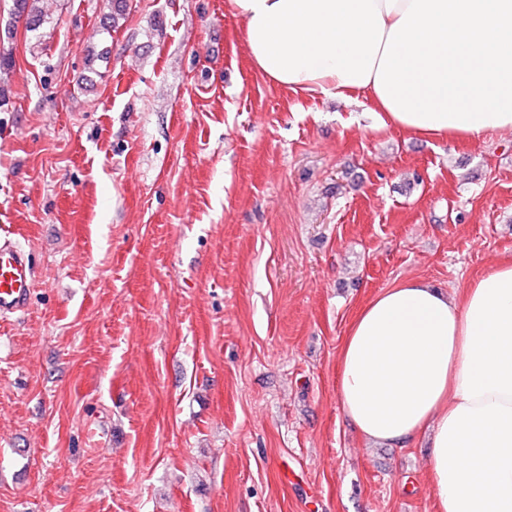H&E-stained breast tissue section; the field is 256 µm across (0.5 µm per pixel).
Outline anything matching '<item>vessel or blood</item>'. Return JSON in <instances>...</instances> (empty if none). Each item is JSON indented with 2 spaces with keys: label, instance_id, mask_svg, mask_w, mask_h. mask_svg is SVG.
Listing matches in <instances>:
<instances>
[{
  "label": "vessel or blood",
  "instance_id": "obj_1",
  "mask_svg": "<svg viewBox=\"0 0 512 512\" xmlns=\"http://www.w3.org/2000/svg\"><path fill=\"white\" fill-rule=\"evenodd\" d=\"M35 268L18 242L0 238V316L22 312L29 304Z\"/></svg>",
  "mask_w": 512,
  "mask_h": 512
}]
</instances>
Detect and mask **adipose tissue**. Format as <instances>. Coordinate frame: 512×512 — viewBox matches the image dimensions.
Segmentation results:
<instances>
[{"label":"adipose tissue","mask_w":512,"mask_h":512,"mask_svg":"<svg viewBox=\"0 0 512 512\" xmlns=\"http://www.w3.org/2000/svg\"><path fill=\"white\" fill-rule=\"evenodd\" d=\"M272 82L365 96L425 138L512 129V0H229ZM337 397L392 445L431 432L434 512H512V262L448 295L421 279L355 316Z\"/></svg>","instance_id":"ef3b65f1"}]
</instances>
